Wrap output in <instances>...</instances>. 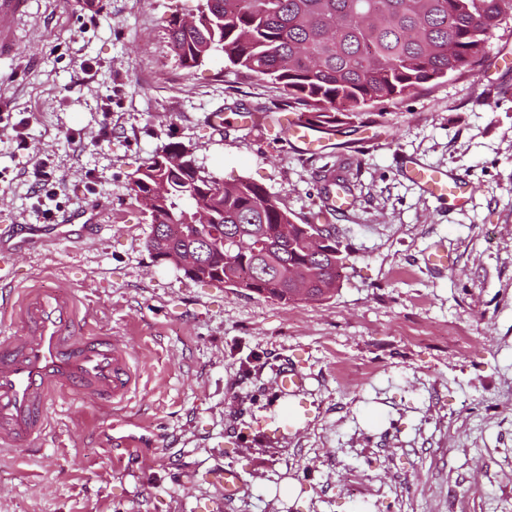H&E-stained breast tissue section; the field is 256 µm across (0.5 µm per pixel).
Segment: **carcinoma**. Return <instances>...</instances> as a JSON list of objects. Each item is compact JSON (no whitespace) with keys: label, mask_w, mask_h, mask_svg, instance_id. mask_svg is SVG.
I'll use <instances>...</instances> for the list:
<instances>
[{"label":"carcinoma","mask_w":512,"mask_h":512,"mask_svg":"<svg viewBox=\"0 0 512 512\" xmlns=\"http://www.w3.org/2000/svg\"><path fill=\"white\" fill-rule=\"evenodd\" d=\"M512 0H198L193 22L168 21L170 50L190 71L217 48L233 66L281 85L278 111L296 107L321 129L353 123L377 104L403 101L451 75L479 76V63ZM180 143L134 175L149 197L146 245L162 263L192 251L184 274L280 303L323 300L336 290L340 258L331 224H297L280 201L249 179L224 183L183 162ZM205 211L231 245L196 239ZM326 244L310 250L313 235Z\"/></svg>","instance_id":"obj_1"}]
</instances>
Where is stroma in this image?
Returning a JSON list of instances; mask_svg holds the SVG:
<instances>
[{
  "label": "stroma",
  "mask_w": 512,
  "mask_h": 512,
  "mask_svg": "<svg viewBox=\"0 0 512 512\" xmlns=\"http://www.w3.org/2000/svg\"><path fill=\"white\" fill-rule=\"evenodd\" d=\"M99 2L26 0L7 21L0 113L28 118L30 138L18 153L0 128V225L40 221L33 156L60 187L56 222L98 210L85 242L17 252V277L74 290L141 376L115 409L57 396L48 434L0 455V512H512V17L481 79L386 104L312 155L241 119L279 105V85L220 52L179 66L166 22L198 0ZM174 142L221 181L263 185L296 223L334 225L333 297L283 304L157 262L130 185ZM413 161L460 175L467 201L429 197ZM332 166L351 206L328 215ZM438 245L448 268L427 263ZM286 368L305 384L281 396ZM128 435L138 447H117ZM221 468L244 479L230 501Z\"/></svg>",
  "instance_id": "1"
}]
</instances>
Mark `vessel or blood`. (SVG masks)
Returning a JSON list of instances; mask_svg holds the SVG:
<instances>
[{"mask_svg":"<svg viewBox=\"0 0 512 512\" xmlns=\"http://www.w3.org/2000/svg\"><path fill=\"white\" fill-rule=\"evenodd\" d=\"M291 144L315 152L321 139L305 118L283 119ZM423 189L437 198L463 199L466 187L451 172L422 165L412 169ZM90 312L81 309L74 291L20 289L9 312L12 334L0 336V450L12 452L45 436L53 397L67 394L111 406L122 405L135 391L138 374L128 343L98 333ZM213 481L225 498L243 489L239 471H215Z\"/></svg>","mask_w":512,"mask_h":512,"instance_id":"obj_1","label":"vessel or blood"}]
</instances>
